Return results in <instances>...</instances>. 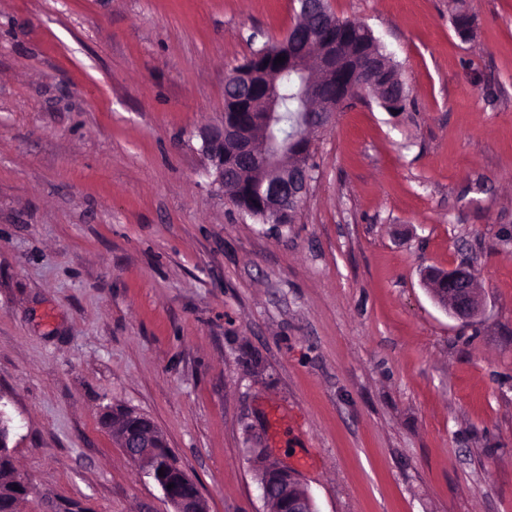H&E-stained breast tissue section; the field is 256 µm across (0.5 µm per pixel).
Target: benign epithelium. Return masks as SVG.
Listing matches in <instances>:
<instances>
[{
	"label": "benign epithelium",
	"instance_id": "7a95c632",
	"mask_svg": "<svg viewBox=\"0 0 512 512\" xmlns=\"http://www.w3.org/2000/svg\"><path fill=\"white\" fill-rule=\"evenodd\" d=\"M318 12L327 22L310 32L311 51L305 56L288 55L289 37L279 41L278 55L285 61L274 64L276 56L256 58L225 79L224 86L236 100L248 109L244 120L221 121L201 130L202 151L210 161L211 186L224 192V145H232L231 160L244 168L256 162L273 172V179L259 183L256 197L261 215L272 216L285 223L283 215H294L309 193L315 167L308 157L312 150L311 133L320 132L331 116L346 104V100L324 92V85L336 79L340 51L336 45V16L329 10L327 0H316ZM391 58L379 49L370 54L352 85L358 96L372 95L384 107H397L404 93L378 89L385 73L390 71ZM282 68L298 76L302 100L303 134L307 144L301 148H272L271 131L277 120L278 99L270 77ZM434 301L449 315L470 320L482 307L477 279L471 269L457 267L447 271L441 285L431 290ZM101 424L116 439L126 456L152 478L171 504L173 512H208L207 503L195 482L180 467L168 447L163 432L148 419H136V412L108 409L101 415ZM255 455L261 458V474L257 480L262 499L272 512H317L306 486L290 470L271 459L260 448ZM163 474H158L159 470ZM173 488H168V485Z\"/></svg>",
	"mask_w": 512,
	"mask_h": 512
}]
</instances>
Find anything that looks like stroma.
<instances>
[{"label":"stroma","instance_id":"stroma-1","mask_svg":"<svg viewBox=\"0 0 512 512\" xmlns=\"http://www.w3.org/2000/svg\"><path fill=\"white\" fill-rule=\"evenodd\" d=\"M329 0L409 98L336 113L295 223L211 187L199 132L292 0H0V414L21 512H172L100 423L163 432L208 512H512V0ZM469 266L483 309L433 300ZM261 474L257 480L262 491V499L271 507V512H317L312 496L306 486L290 470L271 459L265 449L253 451Z\"/></svg>","mask_w":512,"mask_h":512}]
</instances>
